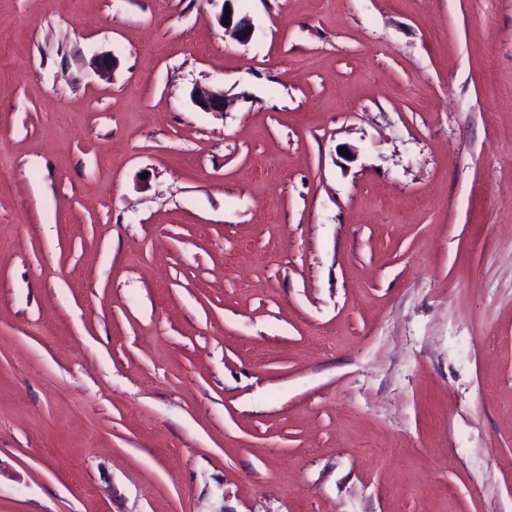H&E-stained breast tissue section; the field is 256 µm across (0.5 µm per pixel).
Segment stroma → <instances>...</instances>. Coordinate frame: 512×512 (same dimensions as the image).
<instances>
[{
	"label": "stroma",
	"mask_w": 512,
	"mask_h": 512,
	"mask_svg": "<svg viewBox=\"0 0 512 512\" xmlns=\"http://www.w3.org/2000/svg\"><path fill=\"white\" fill-rule=\"evenodd\" d=\"M235 8L0 0V512H512V0ZM231 1H224L223 10L218 15V23L225 31L231 32L240 43H248L252 39L254 27L247 16H237L235 9L230 4ZM226 5H229L231 9L230 19H225ZM224 22H230V25H224ZM190 98L192 103L204 112H222L228 103L223 89L204 91L194 87L190 92Z\"/></svg>",
	"instance_id": "35a3bbf8"
}]
</instances>
